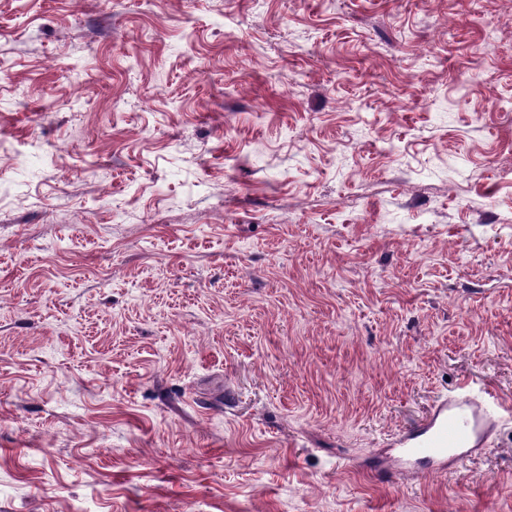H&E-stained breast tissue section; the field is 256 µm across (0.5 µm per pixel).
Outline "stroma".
Instances as JSON below:
<instances>
[{
  "label": "stroma",
  "mask_w": 512,
  "mask_h": 512,
  "mask_svg": "<svg viewBox=\"0 0 512 512\" xmlns=\"http://www.w3.org/2000/svg\"><path fill=\"white\" fill-rule=\"evenodd\" d=\"M0 512H512V0H0ZM499 424L500 416L488 399L461 384L436 401L423 423L396 433L387 444L389 462L377 461L374 468L386 477L403 472L414 462L452 474L466 459L489 446Z\"/></svg>",
  "instance_id": "35a3bbf8"
}]
</instances>
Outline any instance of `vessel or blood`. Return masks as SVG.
I'll list each match as a JSON object with an SVG mask.
<instances>
[{
	"mask_svg": "<svg viewBox=\"0 0 512 512\" xmlns=\"http://www.w3.org/2000/svg\"><path fill=\"white\" fill-rule=\"evenodd\" d=\"M500 416L485 396L468 385L440 398L417 426L399 431L388 444L389 461L376 464L380 476L404 471L410 464L456 472L463 462L489 446Z\"/></svg>",
	"mask_w": 512,
	"mask_h": 512,
	"instance_id": "b4317fda",
	"label": "vessel or blood"
}]
</instances>
